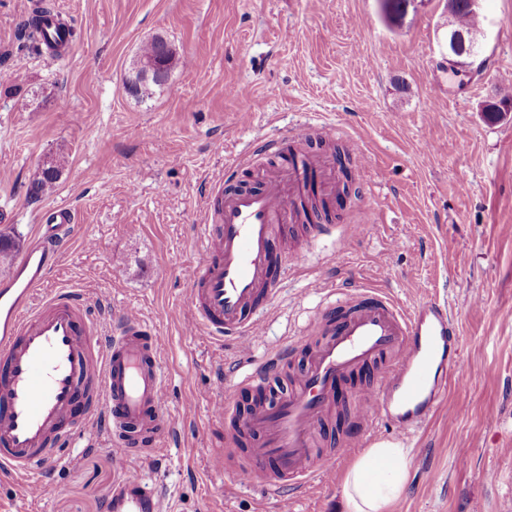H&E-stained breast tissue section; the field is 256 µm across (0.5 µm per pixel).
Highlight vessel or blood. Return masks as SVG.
<instances>
[{
  "mask_svg": "<svg viewBox=\"0 0 512 512\" xmlns=\"http://www.w3.org/2000/svg\"><path fill=\"white\" fill-rule=\"evenodd\" d=\"M303 127L288 138L260 141L250 155L227 163L224 182L210 192L213 222L185 277L192 287L185 330L232 338L239 351L263 334V322L287 270H302L305 254L275 263V238L300 221L297 204L310 173L325 177L318 154L304 150ZM252 174L257 185L236 187ZM74 220L64 207L48 209L11 276L0 281V475L42 476L61 464V446L84 434L103 437L119 468L108 512H165L161 491L129 459L159 452L175 425L164 401L161 339L133 312L115 334L103 335L86 297L65 288L33 304L58 264ZM335 234L337 250L364 225H314ZM321 335L285 391L236 420L233 400L216 379L212 415L255 436L249 450L253 478L263 486L333 480L337 455L319 452V427L334 408L337 383L362 367L378 373L358 400L367 430L402 437L420 429L441 405L449 383L468 374L457 354L458 330L446 305L397 303L383 290H353L335 326L311 322ZM288 362L280 350L242 378L269 387Z\"/></svg>",
  "mask_w": 512,
  "mask_h": 512,
  "instance_id": "1",
  "label": "vessel or blood"
}]
</instances>
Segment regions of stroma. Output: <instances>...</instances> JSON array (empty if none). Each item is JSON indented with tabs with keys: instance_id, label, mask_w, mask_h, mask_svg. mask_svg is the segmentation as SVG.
<instances>
[{
	"instance_id": "1",
	"label": "stroma",
	"mask_w": 512,
	"mask_h": 512,
	"mask_svg": "<svg viewBox=\"0 0 512 512\" xmlns=\"http://www.w3.org/2000/svg\"><path fill=\"white\" fill-rule=\"evenodd\" d=\"M55 8L74 31L58 60L23 38L33 10ZM484 70L449 68L438 48L445 0H0V234L27 247L43 212L74 214L70 243L40 294L82 290L104 304L98 326L132 309L163 336L166 404L176 418L159 457L131 460L176 512H343L342 482L265 490L236 435L211 414V379L232 384L289 346V372L313 343L310 320L333 318L349 286L409 306L445 302L471 380L407 437L406 494L391 512H512V114L479 110L512 86V0H484ZM169 42L175 61L148 99L127 82L139 50ZM323 123L365 146L369 166L329 195L331 224L373 222L345 251L290 225L280 257L304 250L248 352L185 334L208 190L255 139ZM66 165L53 194L30 200L43 162ZM371 440L354 420L328 421L321 448L347 470ZM48 467L57 493L0 482V512H106L116 479L106 446L67 448Z\"/></svg>"
}]
</instances>
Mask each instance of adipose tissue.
<instances>
[{"mask_svg": "<svg viewBox=\"0 0 512 512\" xmlns=\"http://www.w3.org/2000/svg\"><path fill=\"white\" fill-rule=\"evenodd\" d=\"M410 463L411 451L402 443L373 444L343 476L345 512H389L406 490Z\"/></svg>", "mask_w": 512, "mask_h": 512, "instance_id": "1", "label": "adipose tissue"}]
</instances>
